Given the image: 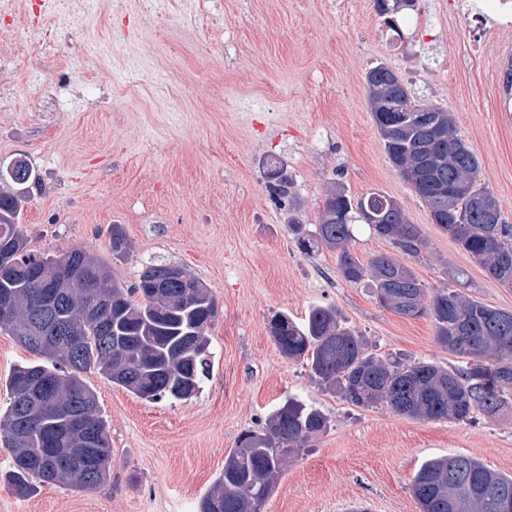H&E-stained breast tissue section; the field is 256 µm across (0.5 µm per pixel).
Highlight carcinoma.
<instances>
[{
	"instance_id": "obj_1",
	"label": "carcinoma",
	"mask_w": 512,
	"mask_h": 512,
	"mask_svg": "<svg viewBox=\"0 0 512 512\" xmlns=\"http://www.w3.org/2000/svg\"><path fill=\"white\" fill-rule=\"evenodd\" d=\"M415 0H374L390 28L394 15ZM372 120L393 168L429 208L432 222L474 258L489 277L512 288V224L480 182V161L457 134L447 110L417 98L384 64L366 76ZM29 164L0 169V333L42 361L9 375L10 398L0 408V441L9 449L7 481L27 495L40 483L75 491L96 489L112 473L109 431L98 398L82 374L96 370L107 382L148 400H187L201 389L210 367L208 329L215 298L196 277L170 262L146 264L136 284L124 287L111 267L81 247L35 254L20 215L30 185ZM269 195L287 204L288 228L299 253L337 252L348 283L372 289L394 313L428 317L437 343L466 366L445 369L428 362L403 363L368 352L365 340L343 326L333 305L315 306L298 323L274 313L268 331L282 356L302 361L324 387L360 408L379 404L423 421L469 420L512 408V312L457 290L428 292L411 267L380 256L362 263L349 249L352 223L408 256L424 239L395 199L372 191L354 199L333 185L318 224L309 230L287 166L267 174ZM66 271L71 287L46 309V289L36 271ZM50 382L46 396L37 386ZM327 427L315 409L286 404L261 431L249 430L224 459V469L199 501L197 512H261L289 459ZM419 512H512V475L486 468L473 457L427 460L412 476Z\"/></svg>"
}]
</instances>
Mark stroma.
<instances>
[{
	"label": "stroma",
	"mask_w": 512,
	"mask_h": 512,
	"mask_svg": "<svg viewBox=\"0 0 512 512\" xmlns=\"http://www.w3.org/2000/svg\"><path fill=\"white\" fill-rule=\"evenodd\" d=\"M394 36L374 0H0V166L39 176L23 205L32 251L79 246L132 286L146 262L183 266L215 297L213 369L190 399L149 402L103 380L112 479L95 491L4 482L0 512H197L247 430L287 401L321 411L324 433L292 459L261 512H419L409 485L428 459L467 455L512 474V411L421 421L361 409L284 358L267 331L277 311L302 321L333 305L371 352L443 368L459 358L431 319L386 311L344 281L337 256L298 252L287 209L261 163L287 164L314 225L331 184L400 202L426 246L411 259L428 290L451 287L512 311V288L430 219L389 162L368 107L367 71L383 63L418 98L453 113L481 181L512 224V112L499 109L512 25L479 28L456 0H416ZM130 247L112 256V227Z\"/></svg>",
	"instance_id": "obj_1"
}]
</instances>
